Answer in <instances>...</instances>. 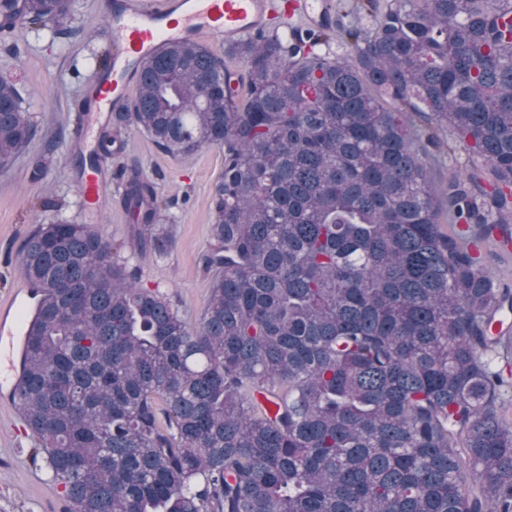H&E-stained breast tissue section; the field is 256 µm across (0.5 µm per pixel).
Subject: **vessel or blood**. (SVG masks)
I'll return each instance as SVG.
<instances>
[{
  "mask_svg": "<svg viewBox=\"0 0 512 512\" xmlns=\"http://www.w3.org/2000/svg\"><path fill=\"white\" fill-rule=\"evenodd\" d=\"M303 16L313 26L332 18L331 0H302ZM270 0H112L107 21L111 54L91 103L77 109L72 128L79 149L94 153L98 131L111 123L134 89L143 65L163 45L193 42L204 35L236 41L266 26ZM110 188L102 165L86 167L80 183L84 208L96 210ZM35 304L18 306L17 318L0 328V389L14 393L23 379L24 327L36 314Z\"/></svg>",
  "mask_w": 512,
  "mask_h": 512,
  "instance_id": "vessel-or-blood-1",
  "label": "vessel or blood"
}]
</instances>
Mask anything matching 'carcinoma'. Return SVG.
<instances>
[{
  "mask_svg": "<svg viewBox=\"0 0 512 512\" xmlns=\"http://www.w3.org/2000/svg\"><path fill=\"white\" fill-rule=\"evenodd\" d=\"M361 9L292 44H169L113 113L172 157L223 151L195 323L87 224L27 240L17 402L64 512H512V288L480 252L512 244V0ZM70 14L0 0L2 27ZM336 34L351 58L314 50ZM440 131L482 164L437 177ZM35 132L0 79L1 169ZM121 203L167 253L141 171Z\"/></svg>",
  "mask_w": 512,
  "mask_h": 512,
  "instance_id": "cac0c4a2",
  "label": "carcinoma"
}]
</instances>
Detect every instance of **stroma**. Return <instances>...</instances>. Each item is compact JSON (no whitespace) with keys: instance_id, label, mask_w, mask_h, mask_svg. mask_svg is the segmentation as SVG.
<instances>
[{"instance_id":"stroma-1","label":"stroma","mask_w":512,"mask_h":512,"mask_svg":"<svg viewBox=\"0 0 512 512\" xmlns=\"http://www.w3.org/2000/svg\"><path fill=\"white\" fill-rule=\"evenodd\" d=\"M106 0H75L78 36L53 26L16 24L0 29V78L12 81L31 112L36 133L11 166L0 170V310L27 283L18 255L43 224H87L139 272L138 284L166 295L196 321L209 295L202 256L210 246L224 154L212 147L184 157L160 150L135 128L124 130L121 153L107 157L112 187L97 211L80 204L81 156L70 148L72 108L88 100L107 63ZM141 169L153 182L174 244L164 256L139 251L130 214L120 201L125 171ZM33 441L15 405L0 400V512H62L64 492L44 463H33Z\"/></svg>"}]
</instances>
